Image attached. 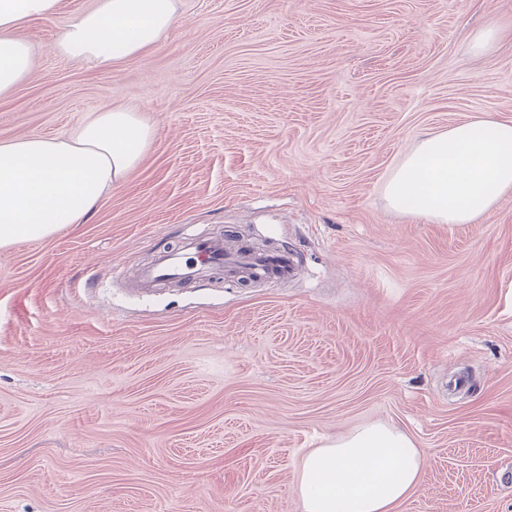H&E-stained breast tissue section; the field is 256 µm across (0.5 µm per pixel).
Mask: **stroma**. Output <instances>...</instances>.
<instances>
[{"mask_svg": "<svg viewBox=\"0 0 512 512\" xmlns=\"http://www.w3.org/2000/svg\"><path fill=\"white\" fill-rule=\"evenodd\" d=\"M92 2L22 26L0 142L107 104L157 136L87 223L0 251V512H302V454L378 421L425 453L399 512H512V194L474 224L382 196L424 132L512 120V0H181L110 68L52 50ZM190 232L298 272L129 291Z\"/></svg>", "mask_w": 512, "mask_h": 512, "instance_id": "35a3bbf8", "label": "stroma"}]
</instances>
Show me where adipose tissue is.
<instances>
[{
  "label": "adipose tissue",
  "instance_id": "ef3b65f1",
  "mask_svg": "<svg viewBox=\"0 0 512 512\" xmlns=\"http://www.w3.org/2000/svg\"><path fill=\"white\" fill-rule=\"evenodd\" d=\"M62 0H0V97L29 76L26 21L59 15ZM180 19L179 0H95L71 16L52 50L112 66L159 47ZM156 136L143 113L97 109L73 132L0 143V249L86 223L112 187L135 170ZM512 193V121L481 113L429 134L383 187L387 206L437 224H473ZM424 455L411 437L367 423L306 452L299 463L303 512H398L416 488Z\"/></svg>",
  "mask_w": 512,
  "mask_h": 512
}]
</instances>
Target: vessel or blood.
<instances>
[{
  "mask_svg": "<svg viewBox=\"0 0 512 512\" xmlns=\"http://www.w3.org/2000/svg\"><path fill=\"white\" fill-rule=\"evenodd\" d=\"M296 269L294 253L282 249L255 253L218 236L190 235L178 245L159 251L140 270L137 285L149 293L167 285L193 288L221 274L250 276L274 283L288 278Z\"/></svg>",
  "mask_w": 512,
  "mask_h": 512,
  "instance_id": "vessel-or-blood-1",
  "label": "vessel or blood"
}]
</instances>
